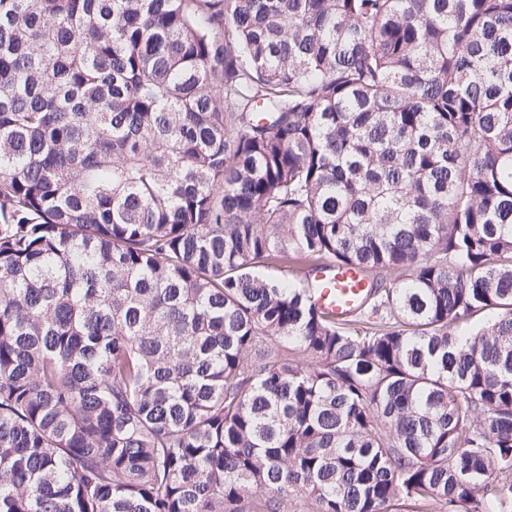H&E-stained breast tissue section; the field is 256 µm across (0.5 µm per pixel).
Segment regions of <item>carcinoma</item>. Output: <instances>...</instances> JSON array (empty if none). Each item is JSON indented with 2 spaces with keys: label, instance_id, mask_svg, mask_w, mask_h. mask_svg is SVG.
Returning <instances> with one entry per match:
<instances>
[{
  "label": "carcinoma",
  "instance_id": "carcinoma-1",
  "mask_svg": "<svg viewBox=\"0 0 512 512\" xmlns=\"http://www.w3.org/2000/svg\"><path fill=\"white\" fill-rule=\"evenodd\" d=\"M294 502L512 512V0H0V512ZM318 304L338 316L350 314L363 299L369 288L367 274L358 268H336V271L319 274Z\"/></svg>",
  "mask_w": 512,
  "mask_h": 512
}]
</instances>
